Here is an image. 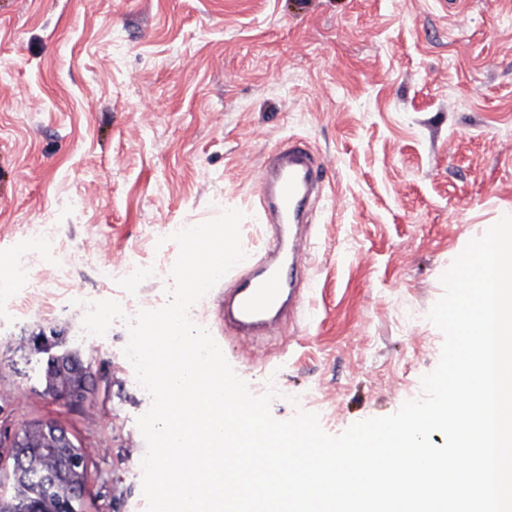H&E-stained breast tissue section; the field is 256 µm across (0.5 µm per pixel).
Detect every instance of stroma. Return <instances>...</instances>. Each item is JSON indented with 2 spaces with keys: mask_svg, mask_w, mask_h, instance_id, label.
Segmentation results:
<instances>
[{
  "mask_svg": "<svg viewBox=\"0 0 512 512\" xmlns=\"http://www.w3.org/2000/svg\"><path fill=\"white\" fill-rule=\"evenodd\" d=\"M291 138L323 163L312 268L299 314L247 355L216 301L264 253L258 170ZM229 208L246 257L189 316L253 394L276 391L274 418L312 412L337 435L420 397L441 275L512 215V0H0V277L27 274L0 288L1 462L54 419L92 451L85 512H145L151 398L125 324L85 334L83 304L163 307L167 229ZM129 255L160 274L105 276ZM35 336L80 352L90 401L46 394Z\"/></svg>",
  "mask_w": 512,
  "mask_h": 512,
  "instance_id": "1",
  "label": "stroma"
}]
</instances>
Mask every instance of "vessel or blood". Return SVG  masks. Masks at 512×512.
I'll list each match as a JSON object with an SVG mask.
<instances>
[{"mask_svg": "<svg viewBox=\"0 0 512 512\" xmlns=\"http://www.w3.org/2000/svg\"><path fill=\"white\" fill-rule=\"evenodd\" d=\"M320 165L312 150L303 143L291 142L277 147L260 169L259 195L263 208L275 213L279 224L295 228L304 221L305 202L312 187L319 181ZM285 250L283 234L269 238L267 256L258 263L252 275L242 278L228 299H221L218 320L231 326L241 340H248L266 327L272 313L284 305L286 288L293 281L285 275L286 269L306 268L307 259L299 252H291L287 267H274L272 256Z\"/></svg>", "mask_w": 512, "mask_h": 512, "instance_id": "b4317fda", "label": "vessel or blood"}]
</instances>
